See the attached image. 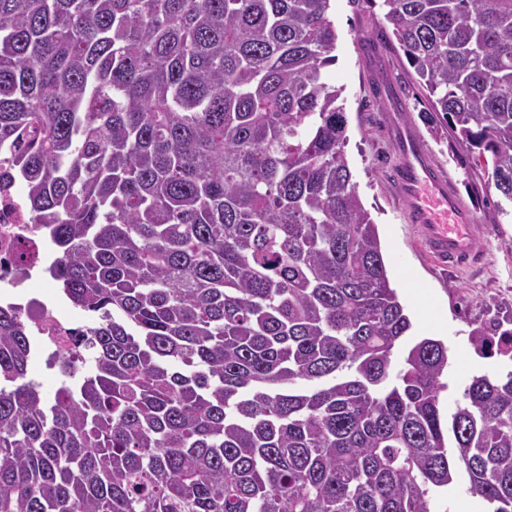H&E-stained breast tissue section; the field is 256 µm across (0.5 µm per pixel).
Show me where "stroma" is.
I'll use <instances>...</instances> for the list:
<instances>
[{
    "label": "stroma",
    "instance_id": "35a3bbf8",
    "mask_svg": "<svg viewBox=\"0 0 512 512\" xmlns=\"http://www.w3.org/2000/svg\"><path fill=\"white\" fill-rule=\"evenodd\" d=\"M337 31L336 61L324 70L341 91L349 119L347 159L362 203L378 227L391 285L405 305L413 327L398 346L406 353L416 342L433 337L436 326L448 327V370L440 394L444 413L463 400L473 377L512 370V362L480 357L472 346L473 330L493 318H512L511 206L488 185L477 155L458 151L452 135L433 136L420 119L427 107L384 11L376 0H332ZM411 126L425 141L432 159L453 180L474 209L484 233L479 247L485 263L457 277L429 256L418 229L405 219V204L391 180L396 161L395 128ZM473 497L465 478L435 492L431 512H489Z\"/></svg>",
    "mask_w": 512,
    "mask_h": 512
}]
</instances>
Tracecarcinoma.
Returning <instances> with one entry per match:
<instances>
[{
  "label": "carcinoma",
  "instance_id": "carcinoma-1",
  "mask_svg": "<svg viewBox=\"0 0 512 512\" xmlns=\"http://www.w3.org/2000/svg\"><path fill=\"white\" fill-rule=\"evenodd\" d=\"M331 0H0V149L88 317L25 382L0 306V512H512V371L444 414L345 153ZM430 132L512 202V0H382ZM512 357V329L473 332ZM464 477H455L448 487L434 493L432 512H491L493 507L468 492Z\"/></svg>",
  "mask_w": 512,
  "mask_h": 512
}]
</instances>
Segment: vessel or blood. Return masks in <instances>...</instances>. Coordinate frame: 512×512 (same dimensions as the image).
<instances>
[{"label": "vessel or blood", "instance_id": "1", "mask_svg": "<svg viewBox=\"0 0 512 512\" xmlns=\"http://www.w3.org/2000/svg\"><path fill=\"white\" fill-rule=\"evenodd\" d=\"M396 147L399 162L392 182L407 203L408 223L421 229L429 255L452 272L478 265L482 260L475 248L479 226L450 178L412 129L400 132Z\"/></svg>", "mask_w": 512, "mask_h": 512}]
</instances>
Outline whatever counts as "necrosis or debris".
Returning a JSON list of instances; mask_svg holds the SVG:
<instances>
[{"label": "necrosis or debris", "instance_id": "obj_1", "mask_svg": "<svg viewBox=\"0 0 512 512\" xmlns=\"http://www.w3.org/2000/svg\"><path fill=\"white\" fill-rule=\"evenodd\" d=\"M25 262H18L21 251ZM51 256L44 248L40 231L33 224L20 182L0 188V298L27 306L26 322L48 353L53 367L62 375H79L88 357L79 340L84 323L63 315L49 300H32V286L41 281Z\"/></svg>", "mask_w": 512, "mask_h": 512}]
</instances>
